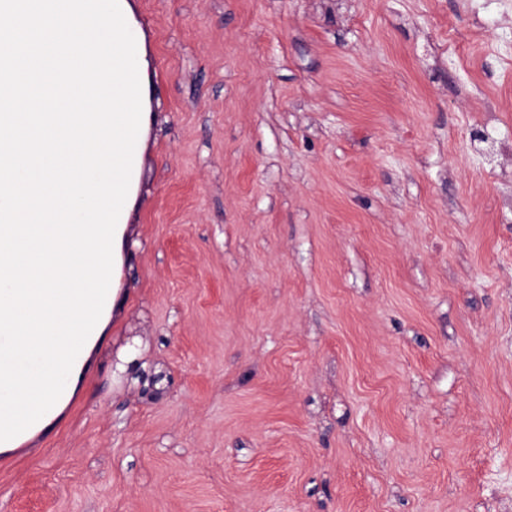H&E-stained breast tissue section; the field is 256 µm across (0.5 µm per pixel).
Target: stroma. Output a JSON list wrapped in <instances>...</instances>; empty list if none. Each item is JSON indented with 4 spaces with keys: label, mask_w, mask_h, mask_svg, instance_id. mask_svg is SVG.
<instances>
[{
    "label": "stroma",
    "mask_w": 512,
    "mask_h": 512,
    "mask_svg": "<svg viewBox=\"0 0 512 512\" xmlns=\"http://www.w3.org/2000/svg\"><path fill=\"white\" fill-rule=\"evenodd\" d=\"M109 334L0 512H512V0H130Z\"/></svg>",
    "instance_id": "stroma-1"
}]
</instances>
